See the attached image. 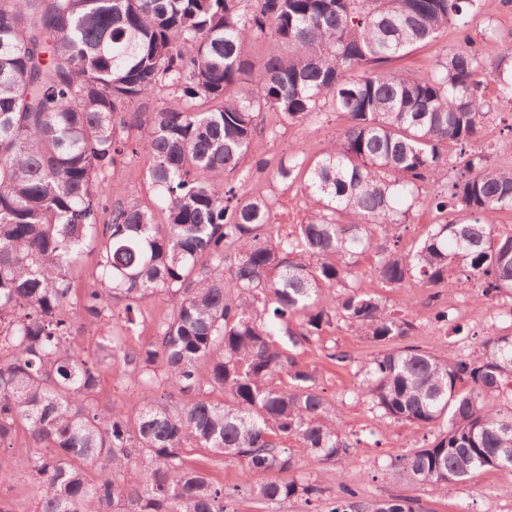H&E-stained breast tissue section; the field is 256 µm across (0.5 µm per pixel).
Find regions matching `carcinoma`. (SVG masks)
Returning <instances> with one entry per match:
<instances>
[{
	"mask_svg": "<svg viewBox=\"0 0 512 512\" xmlns=\"http://www.w3.org/2000/svg\"><path fill=\"white\" fill-rule=\"evenodd\" d=\"M488 4L0 0V447L19 426L32 440L24 456L0 458V486L27 473L33 512H235L224 487L187 465L183 450L195 447L246 463L259 476L253 499L318 502L324 490L294 478L298 460L276 440L294 437L321 462L350 455L315 372L292 353L335 322L381 347L361 387L376 409L414 426L445 422L398 458L400 479L446 489L478 470L512 469V398L499 400L512 382V331L451 360L404 344L409 315L356 285L371 252L392 288L408 278L439 288L457 270L486 296L512 295V230L490 221L512 209V169L466 155L450 195L420 194L448 170V148L465 155L480 137L484 82L512 102L508 56L487 62L466 37L424 76L383 68L450 23L465 30ZM160 89L175 104L142 111ZM326 110L349 119L331 148L273 171L302 178L322 211L273 236L274 202L227 175L247 163L261 113L294 125ZM143 151L152 206L109 180ZM426 204L456 217L398 249L397 229ZM87 250L96 268L73 303L72 272ZM325 288L338 289L329 303ZM157 292L176 306L131 351L133 315ZM114 299L124 301L121 323ZM88 327L140 382L162 365L182 401L99 409L98 365L71 351ZM208 387L226 400H210ZM341 491L330 512H427L417 498L361 502Z\"/></svg>",
	"mask_w": 512,
	"mask_h": 512,
	"instance_id": "obj_1",
	"label": "carcinoma"
}]
</instances>
